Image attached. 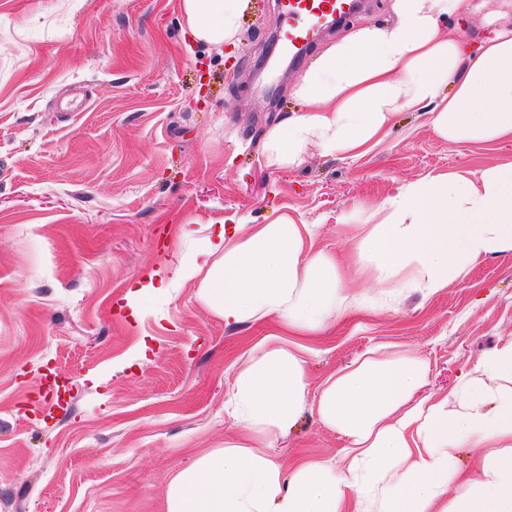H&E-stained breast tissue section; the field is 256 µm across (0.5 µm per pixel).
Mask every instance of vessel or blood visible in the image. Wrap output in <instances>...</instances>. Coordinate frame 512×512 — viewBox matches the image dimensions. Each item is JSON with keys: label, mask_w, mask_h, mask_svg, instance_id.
Segmentation results:
<instances>
[{"label": "vessel or blood", "mask_w": 512, "mask_h": 512, "mask_svg": "<svg viewBox=\"0 0 512 512\" xmlns=\"http://www.w3.org/2000/svg\"><path fill=\"white\" fill-rule=\"evenodd\" d=\"M358 7L356 0H281L283 25L279 38L291 57L290 69L301 63V52L323 31L352 15Z\"/></svg>", "instance_id": "obj_1"}]
</instances>
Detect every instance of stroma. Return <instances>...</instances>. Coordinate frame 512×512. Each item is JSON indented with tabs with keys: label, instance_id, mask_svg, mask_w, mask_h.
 Masks as SVG:
<instances>
[{
	"label": "stroma",
	"instance_id": "1",
	"mask_svg": "<svg viewBox=\"0 0 512 512\" xmlns=\"http://www.w3.org/2000/svg\"><path fill=\"white\" fill-rule=\"evenodd\" d=\"M279 2L249 0L238 42L216 50L186 32L179 0H0V502L12 512H165L180 470L235 443L233 375L279 318L225 326L192 283L131 292L189 256L207 224L286 214L347 268L363 307L330 316L309 391L370 350L420 358L423 393L444 396L512 336V251L427 297L390 292L355 250L363 215L400 186L512 162V141L454 144L406 111L358 159L311 146L299 166H268L262 140L303 112V71L350 30L394 19L392 0H368L273 98L253 73ZM47 367L73 384L66 409L40 396ZM344 447L306 409L262 451L342 471Z\"/></svg>",
	"mask_w": 512,
	"mask_h": 512
}]
</instances>
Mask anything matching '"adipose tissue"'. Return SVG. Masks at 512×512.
I'll return each mask as SVG.
<instances>
[{
    "instance_id": "ef3b65f1",
    "label": "adipose tissue",
    "mask_w": 512,
    "mask_h": 512,
    "mask_svg": "<svg viewBox=\"0 0 512 512\" xmlns=\"http://www.w3.org/2000/svg\"><path fill=\"white\" fill-rule=\"evenodd\" d=\"M248 0H180L190 35L232 43ZM482 0H393L396 20L329 45L297 84L305 112L264 136L269 166H299L308 146L355 159L387 135L397 112L425 110L453 143L512 138V0H499L477 48L443 33V18L477 12ZM390 287L430 297L481 260L512 251V162L437 173L404 185L371 213L355 245ZM194 282L225 325L271 314L282 336L234 378L229 415L238 443L196 458L171 480L165 512H512V337L485 354L447 396H419V358L364 355L330 375L314 402L346 440V475L304 460L284 471L255 452L286 430L308 400L309 348L327 314L357 306L334 256L314 249L308 225L281 215L266 224L210 226L201 247L169 264ZM477 451L474 470L458 451Z\"/></svg>"
}]
</instances>
